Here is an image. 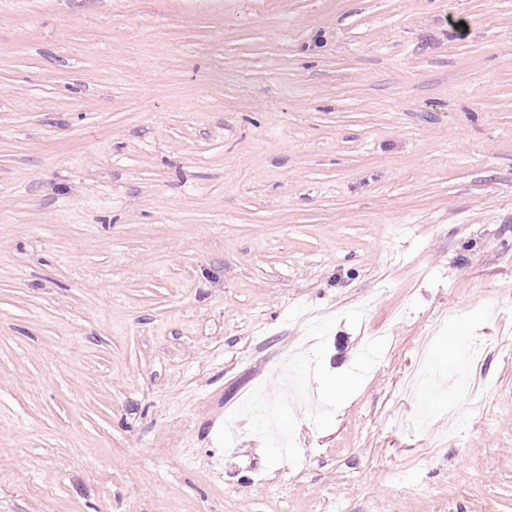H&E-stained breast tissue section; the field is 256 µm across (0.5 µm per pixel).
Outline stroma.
Returning a JSON list of instances; mask_svg holds the SVG:
<instances>
[{"instance_id":"obj_1","label":"stroma","mask_w":512,"mask_h":512,"mask_svg":"<svg viewBox=\"0 0 512 512\" xmlns=\"http://www.w3.org/2000/svg\"><path fill=\"white\" fill-rule=\"evenodd\" d=\"M0 512H512V0H0Z\"/></svg>"}]
</instances>
